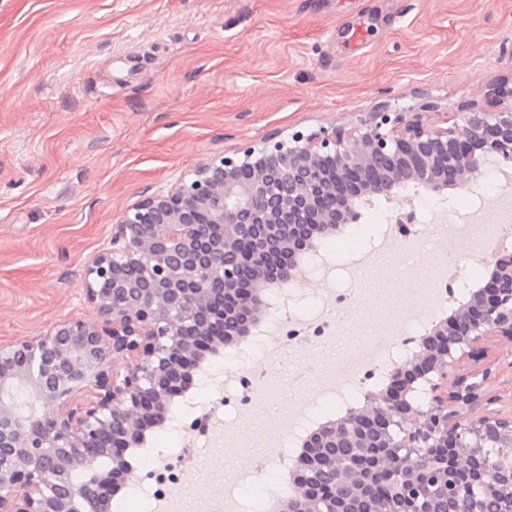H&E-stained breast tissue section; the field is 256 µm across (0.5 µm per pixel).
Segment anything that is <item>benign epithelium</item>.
I'll return each mask as SVG.
<instances>
[{
	"mask_svg": "<svg viewBox=\"0 0 512 512\" xmlns=\"http://www.w3.org/2000/svg\"><path fill=\"white\" fill-rule=\"evenodd\" d=\"M462 110V124L449 129L384 105L353 130L273 133L128 206L110 246L78 271L95 316L0 342V512H111L113 478L133 477L125 449L166 424L206 355L260 326L266 285L300 280L299 258L349 224L358 200L408 183L441 195L476 182L489 163L511 168L512 102ZM129 268L135 277L125 276ZM486 269V283L432 323L414 359L394 369L401 384L309 433L297 495L283 512H437L428 489L440 482L463 512H482L488 499L512 512V415L491 408L499 398L479 366L491 338L512 340V260ZM466 360L476 368L446 390ZM105 434L110 448L98 447ZM436 448L475 468L471 482L456 483ZM381 470L399 485L369 500ZM336 474L346 492H322Z\"/></svg>",
	"mask_w": 512,
	"mask_h": 512,
	"instance_id": "obj_1",
	"label": "benign epithelium"
}]
</instances>
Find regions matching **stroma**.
Listing matches in <instances>:
<instances>
[{
  "mask_svg": "<svg viewBox=\"0 0 512 512\" xmlns=\"http://www.w3.org/2000/svg\"><path fill=\"white\" fill-rule=\"evenodd\" d=\"M512 87V0H0V342L92 316L77 270L108 247L112 225L141 195L170 187L200 163L273 132L290 136L358 126L367 113L425 112L449 128L459 106L490 84ZM503 176L437 196L408 185L424 206L416 225H485L512 218ZM327 267L295 290L300 315L332 314L354 289L347 319L322 346L285 349L272 373L283 406H225L213 432L169 431L163 453L191 449L194 465L174 495L179 512H226L224 490L250 506L257 469L304 417L347 414L327 399L334 367L378 323L383 269L394 254L363 238L371 261L355 282L346 245L327 237ZM430 282L406 283L400 319L415 337L429 323ZM491 382L512 411V342L491 341ZM196 403L236 392L235 362L208 357Z\"/></svg>",
  "mask_w": 512,
  "mask_h": 512,
  "instance_id": "obj_1",
  "label": "stroma"
}]
</instances>
